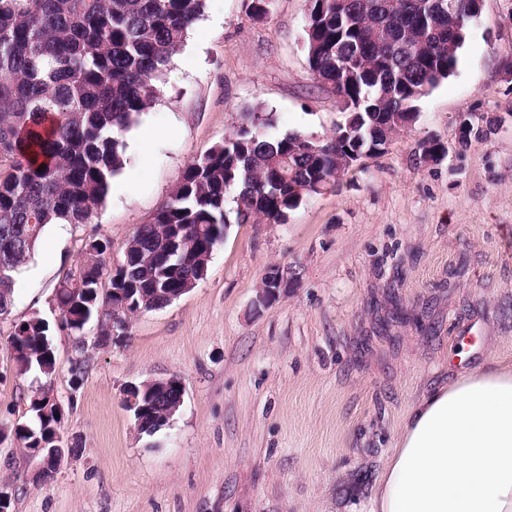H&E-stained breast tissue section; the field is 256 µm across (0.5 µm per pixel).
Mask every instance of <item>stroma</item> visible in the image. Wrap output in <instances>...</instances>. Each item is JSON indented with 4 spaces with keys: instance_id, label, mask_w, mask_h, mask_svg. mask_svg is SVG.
Here are the masks:
<instances>
[{
    "instance_id": "1",
    "label": "stroma",
    "mask_w": 512,
    "mask_h": 512,
    "mask_svg": "<svg viewBox=\"0 0 512 512\" xmlns=\"http://www.w3.org/2000/svg\"><path fill=\"white\" fill-rule=\"evenodd\" d=\"M308 0H206L136 128L158 133L123 166L85 224H50L0 318V422L30 421L31 377L7 344L14 322L57 324L55 288L78 272L90 230L107 270L180 183L187 166L262 108L265 133L332 135L347 114L308 66ZM512 0H484L454 73L417 103L411 128L306 199L283 224H230L203 280L138 314L100 344L52 337L41 384L76 450L50 485L16 439L0 443L13 512H365L404 420L433 388L475 368L512 369ZM492 130L458 143L457 115ZM443 143L424 160L419 140ZM289 288L253 301L269 266ZM81 377H73L76 361ZM175 377L184 401L141 434L124 388Z\"/></svg>"
}]
</instances>
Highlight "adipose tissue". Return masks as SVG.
<instances>
[{
    "label": "adipose tissue",
    "instance_id": "adipose-tissue-1",
    "mask_svg": "<svg viewBox=\"0 0 512 512\" xmlns=\"http://www.w3.org/2000/svg\"><path fill=\"white\" fill-rule=\"evenodd\" d=\"M370 512H512V370L478 368L422 397Z\"/></svg>",
    "mask_w": 512,
    "mask_h": 512
}]
</instances>
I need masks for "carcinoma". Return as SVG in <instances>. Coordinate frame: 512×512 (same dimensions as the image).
I'll use <instances>...</instances> for the list:
<instances>
[{"instance_id":"carcinoma-1","label":"carcinoma","mask_w":512,"mask_h":512,"mask_svg":"<svg viewBox=\"0 0 512 512\" xmlns=\"http://www.w3.org/2000/svg\"><path fill=\"white\" fill-rule=\"evenodd\" d=\"M351 0V19L336 0H309L306 48L312 75L336 85L337 64L355 59L339 94L345 110L363 113V149L417 118L416 102L448 79L457 51H448V12H422L418 0ZM205 0H0V317L11 313L15 275L48 224H86L105 201L121 168L120 135L152 108L172 57L203 15ZM250 122L188 165L170 200L127 243L115 273L134 301L98 294L86 309L74 297L97 287L109 241L91 231L83 252L93 260L58 284L59 330L80 336L99 323L103 340L125 329L128 314L168 305L167 291L203 279L224 240V200L234 193L236 221L283 224L288 213L336 179L337 135L301 132L270 137ZM318 144L312 153L308 145ZM45 166L39 170V166ZM119 321H112L114 310ZM53 328L34 316L14 325L8 345L23 374L55 370ZM35 422L13 427L26 450L40 447L57 420L58 403L44 389L30 398Z\"/></svg>"}]
</instances>
